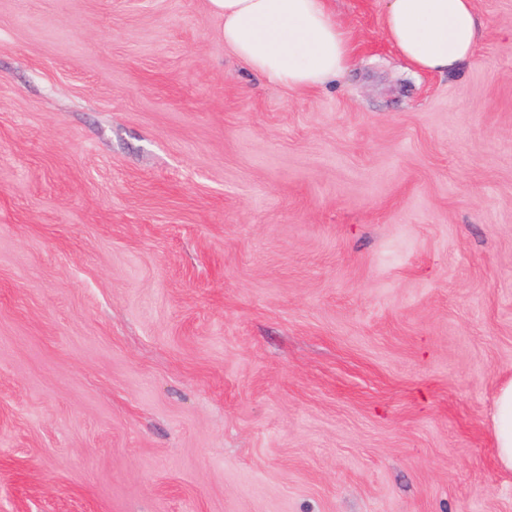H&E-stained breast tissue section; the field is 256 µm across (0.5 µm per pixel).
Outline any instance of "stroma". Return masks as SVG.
<instances>
[{"label": "stroma", "instance_id": "1", "mask_svg": "<svg viewBox=\"0 0 512 512\" xmlns=\"http://www.w3.org/2000/svg\"><path fill=\"white\" fill-rule=\"evenodd\" d=\"M270 83L207 0H0V512H512V0ZM386 1V38L415 69L451 72L474 57L483 25L473 0ZM496 459L500 467L512 470V378L502 381L494 395L491 413Z\"/></svg>", "mask_w": 512, "mask_h": 512}]
</instances>
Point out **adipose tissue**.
I'll return each mask as SVG.
<instances>
[{"mask_svg":"<svg viewBox=\"0 0 512 512\" xmlns=\"http://www.w3.org/2000/svg\"><path fill=\"white\" fill-rule=\"evenodd\" d=\"M224 46L276 85L322 87L353 62L350 37L327 0H207ZM383 29L415 68L451 72L470 61L482 37L473 0H387ZM496 459L512 470V378L502 381L491 413Z\"/></svg>","mask_w":512,"mask_h":512,"instance_id":"ef3b65f1","label":"adipose tissue"}]
</instances>
